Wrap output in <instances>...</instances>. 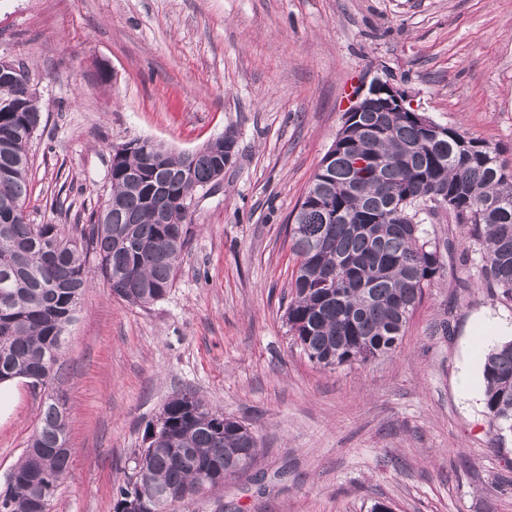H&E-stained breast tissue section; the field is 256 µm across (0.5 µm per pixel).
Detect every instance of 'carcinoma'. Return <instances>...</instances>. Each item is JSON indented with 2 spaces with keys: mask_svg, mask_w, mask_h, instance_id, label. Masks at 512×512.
Returning <instances> with one entry per match:
<instances>
[{
  "mask_svg": "<svg viewBox=\"0 0 512 512\" xmlns=\"http://www.w3.org/2000/svg\"><path fill=\"white\" fill-rule=\"evenodd\" d=\"M336 146L332 171L309 187L288 230L296 258L289 332L308 359L323 367L364 363L394 352L425 288L442 272L439 246L425 221L435 209L454 213L466 252L484 259V283L512 299V168L497 150L458 130L432 138L410 112H384L377 103L351 116ZM41 121L36 97L22 111L0 100V380L26 379L50 390L13 478L0 486L6 512L46 509L69 468L66 410L58 360L87 287L90 266L112 294L136 305L161 300L172 288L187 247V225L163 224L158 214L191 203L224 161V136L187 157L148 139H133L112 160L111 191L75 236L56 224H32L29 192L31 133ZM386 162L356 180L350 151ZM485 410L497 439L512 434V340L497 344L483 364ZM165 428L134 461L135 480L118 486L116 502L142 489L145 512H172L166 491H193L216 457L232 472L250 467L255 433L191 393L170 399Z\"/></svg>",
  "mask_w": 512,
  "mask_h": 512,
  "instance_id": "carcinoma-1",
  "label": "carcinoma"
}]
</instances>
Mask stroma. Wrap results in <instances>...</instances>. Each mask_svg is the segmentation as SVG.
<instances>
[{"label":"stroma","instance_id":"35a3bbf8","mask_svg":"<svg viewBox=\"0 0 512 512\" xmlns=\"http://www.w3.org/2000/svg\"><path fill=\"white\" fill-rule=\"evenodd\" d=\"M31 73V223H87L112 148L235 141L195 195L167 295L136 306L95 278L62 344L69 470L51 512H114L173 396L193 392L259 439L253 465L174 512H512V436L460 396L482 313L512 320L463 260L446 211L427 223L443 271L395 352L335 369L288 331L286 227L358 87L382 77L435 122L512 161V0H0V57ZM45 400L0 388V481Z\"/></svg>","mask_w":512,"mask_h":512}]
</instances>
